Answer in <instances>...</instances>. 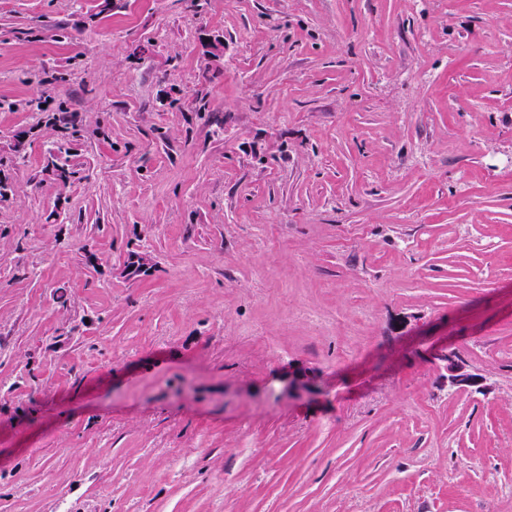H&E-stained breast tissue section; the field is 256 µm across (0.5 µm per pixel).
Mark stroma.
I'll list each match as a JSON object with an SVG mask.
<instances>
[{"label":"stroma","instance_id":"obj_1","mask_svg":"<svg viewBox=\"0 0 512 512\" xmlns=\"http://www.w3.org/2000/svg\"><path fill=\"white\" fill-rule=\"evenodd\" d=\"M0 181V512H512V0H0ZM444 369L448 373L449 390H468L471 393L486 394L489 390L486 379L470 370L466 360L456 352L450 351L443 355Z\"/></svg>","mask_w":512,"mask_h":512}]
</instances>
